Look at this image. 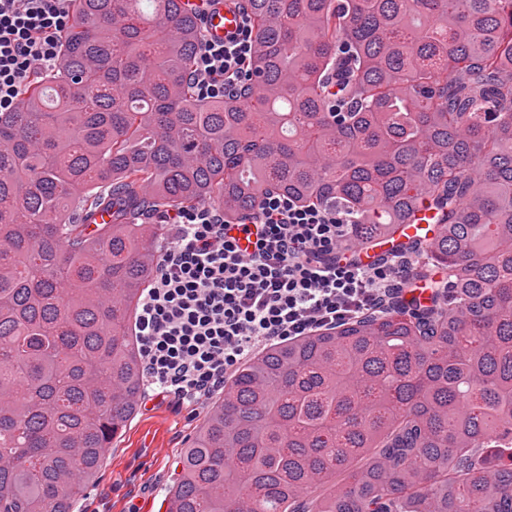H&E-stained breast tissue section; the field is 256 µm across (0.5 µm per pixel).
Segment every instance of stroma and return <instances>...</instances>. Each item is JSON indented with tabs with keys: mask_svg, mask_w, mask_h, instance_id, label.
<instances>
[{
	"mask_svg": "<svg viewBox=\"0 0 512 512\" xmlns=\"http://www.w3.org/2000/svg\"><path fill=\"white\" fill-rule=\"evenodd\" d=\"M209 407L206 401L195 408L141 401L75 512H127L133 504L142 512H165L164 490Z\"/></svg>",
	"mask_w": 512,
	"mask_h": 512,
	"instance_id": "1",
	"label": "stroma"
}]
</instances>
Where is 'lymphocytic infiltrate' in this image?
Wrapping results in <instances>:
<instances>
[{
    "label": "lymphocytic infiltrate",
    "mask_w": 512,
    "mask_h": 512,
    "mask_svg": "<svg viewBox=\"0 0 512 512\" xmlns=\"http://www.w3.org/2000/svg\"><path fill=\"white\" fill-rule=\"evenodd\" d=\"M238 16L224 38L201 28L188 80L199 99L243 103L255 61L245 0H198ZM71 23L70 0H0V112L54 68ZM165 243L139 306L141 369L156 399L193 403L224 388L261 349L336 327L398 300L415 259L402 251L364 266L347 255L346 214L268 191L229 218L198 203L167 212Z\"/></svg>",
    "instance_id": "lymphocytic-infiltrate-1"
}]
</instances>
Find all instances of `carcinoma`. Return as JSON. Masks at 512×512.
I'll use <instances>...</instances> for the list:
<instances>
[{"mask_svg": "<svg viewBox=\"0 0 512 512\" xmlns=\"http://www.w3.org/2000/svg\"><path fill=\"white\" fill-rule=\"evenodd\" d=\"M248 6L242 104L195 96L183 0H71L56 72L0 112V512H74L137 413L153 219L268 190L359 250L424 197L416 279L446 277L241 364L166 512H512V0Z\"/></svg>", "mask_w": 512, "mask_h": 512, "instance_id": "carcinoma-1", "label": "carcinoma"}]
</instances>
